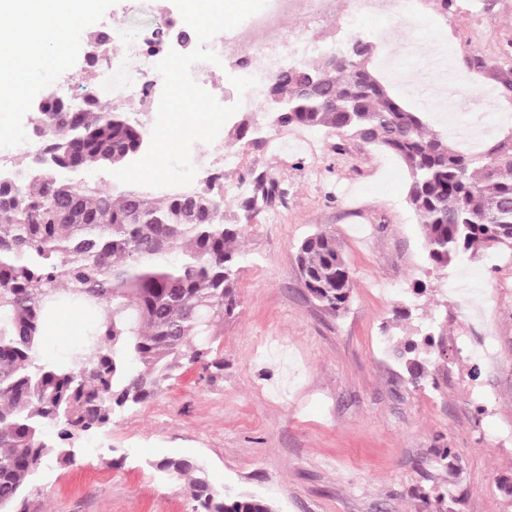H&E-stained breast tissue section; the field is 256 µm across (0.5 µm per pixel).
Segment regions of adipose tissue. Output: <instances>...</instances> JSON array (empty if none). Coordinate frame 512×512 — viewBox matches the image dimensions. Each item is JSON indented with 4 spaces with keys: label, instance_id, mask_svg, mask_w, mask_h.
Wrapping results in <instances>:
<instances>
[{
    "label": "adipose tissue",
    "instance_id": "obj_1",
    "mask_svg": "<svg viewBox=\"0 0 512 512\" xmlns=\"http://www.w3.org/2000/svg\"><path fill=\"white\" fill-rule=\"evenodd\" d=\"M98 0H0V112H14L30 83L68 65L72 34Z\"/></svg>",
    "mask_w": 512,
    "mask_h": 512
}]
</instances>
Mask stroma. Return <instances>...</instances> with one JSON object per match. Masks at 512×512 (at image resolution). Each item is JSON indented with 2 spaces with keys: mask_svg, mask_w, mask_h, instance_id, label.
<instances>
[{
  "mask_svg": "<svg viewBox=\"0 0 512 512\" xmlns=\"http://www.w3.org/2000/svg\"><path fill=\"white\" fill-rule=\"evenodd\" d=\"M453 0L440 12L419 0L416 19L447 47L457 79L446 100L424 103L395 70L421 76L437 60L416 44L399 65L388 58L406 29L390 27L372 64L392 92L422 112L434 130L491 123L480 97L512 71V0ZM173 0H100L70 44L67 69L42 77L0 132V148L34 141L38 102L69 81L77 98L99 96L86 55L97 36L138 43L167 31L164 51L187 54ZM380 23L344 12L315 34L333 50ZM253 131L238 136L241 124ZM280 134L272 154L268 139ZM220 139L238 152L237 178L276 186L271 205L251 212L239 247L238 314L218 326L213 358L221 368L180 369L149 401L112 425L82 435L74 464L47 461L29 512H190L188 483L155 461L203 462L209 480L260 494L276 512H432L424 500L453 489L454 512H512V249L480 248L445 268L431 264L420 224L406 202V175L390 154L332 130L276 129L263 108L237 111ZM331 231L353 275L350 301L331 315L310 297L297 266L300 243ZM423 293H416V286ZM482 289V316L463 329L461 290ZM64 336H44L43 359L65 360L91 313L71 309ZM492 332L499 359L467 358L466 339ZM431 346H424V337ZM426 377L411 383L399 357L406 340ZM450 448L456 471L437 452Z\"/></svg>",
  "mask_w": 512,
  "mask_h": 512,
  "instance_id": "stroma-1",
  "label": "stroma"
}]
</instances>
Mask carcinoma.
<instances>
[{
    "label": "carcinoma",
    "instance_id": "obj_1",
    "mask_svg": "<svg viewBox=\"0 0 512 512\" xmlns=\"http://www.w3.org/2000/svg\"><path fill=\"white\" fill-rule=\"evenodd\" d=\"M335 53L301 65L315 80L309 92L282 72L268 80L265 93L283 97L279 126L334 130L396 156L436 266L477 246L512 248V135L481 154L457 150L379 79L370 41ZM32 122L52 169L0 172V512H27L44 459L75 463L74 439L149 400L177 370L220 366L208 362L213 327L239 307L243 224L224 223L221 195L172 189L159 201L148 188L112 194L76 180L140 155L135 115L86 97L78 108L55 100ZM274 195L255 178L244 217ZM297 261L311 298L330 314L344 309L352 273L335 235L305 238ZM67 306L97 311L87 350L44 360L46 321ZM156 468L192 476V512H275L263 497L212 485L194 459Z\"/></svg>",
    "mask_w": 512,
    "mask_h": 512
}]
</instances>
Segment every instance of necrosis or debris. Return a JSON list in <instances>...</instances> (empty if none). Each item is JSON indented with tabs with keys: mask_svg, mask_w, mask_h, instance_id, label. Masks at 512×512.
<instances>
[{
	"mask_svg": "<svg viewBox=\"0 0 512 512\" xmlns=\"http://www.w3.org/2000/svg\"><path fill=\"white\" fill-rule=\"evenodd\" d=\"M333 0H267L265 7L234 28L231 35L216 36L206 44L218 57L236 60L242 76L256 78L257 84L243 98L244 108L258 105L264 85L285 58L295 56L311 61L315 44L311 31L321 28ZM147 51L113 47L97 73L100 89L111 91L116 102L149 99L162 83L161 74L147 65Z\"/></svg>",
	"mask_w": 512,
	"mask_h": 512,
	"instance_id": "4bbe7bcc",
	"label": "necrosis or debris"
}]
</instances>
